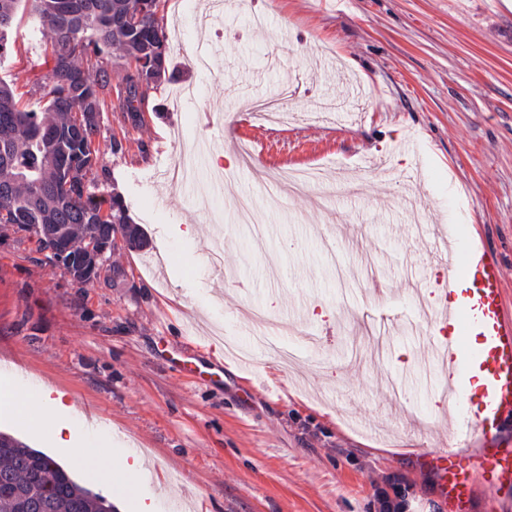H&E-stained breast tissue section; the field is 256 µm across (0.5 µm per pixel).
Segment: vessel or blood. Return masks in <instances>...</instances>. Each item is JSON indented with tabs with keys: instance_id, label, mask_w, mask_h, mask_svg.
I'll return each mask as SVG.
<instances>
[{
	"instance_id": "1",
	"label": "vessel or blood",
	"mask_w": 512,
	"mask_h": 512,
	"mask_svg": "<svg viewBox=\"0 0 512 512\" xmlns=\"http://www.w3.org/2000/svg\"><path fill=\"white\" fill-rule=\"evenodd\" d=\"M433 262L440 273L426 303L432 358L444 382L436 402L447 420V447L424 451L448 512H470L475 483L491 491L497 512H512V309L503 298L500 262L464 225L444 224ZM169 364L189 381L222 382L224 373L189 354Z\"/></svg>"
}]
</instances>
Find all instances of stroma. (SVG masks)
Wrapping results in <instances>:
<instances>
[{
    "instance_id": "stroma-1",
    "label": "stroma",
    "mask_w": 512,
    "mask_h": 512,
    "mask_svg": "<svg viewBox=\"0 0 512 512\" xmlns=\"http://www.w3.org/2000/svg\"><path fill=\"white\" fill-rule=\"evenodd\" d=\"M161 14L180 32L175 76L143 130L107 112L99 143V188L149 244L117 242L82 287L35 237L1 236L0 361L179 473L188 512H387L393 494L402 512H448L420 455L448 444L426 427L431 338L403 291L434 280L435 226L464 224L512 305V0H163ZM14 27L0 79L37 111L48 27L28 0ZM281 97L275 119L248 116ZM199 136L211 153L171 184ZM408 137L418 152L400 151ZM307 167L321 182L305 195L268 193ZM161 336L223 366V385L156 360Z\"/></svg>"
}]
</instances>
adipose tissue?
<instances>
[{"label":"adipose tissue","mask_w":512,"mask_h":512,"mask_svg":"<svg viewBox=\"0 0 512 512\" xmlns=\"http://www.w3.org/2000/svg\"><path fill=\"white\" fill-rule=\"evenodd\" d=\"M2 404L21 413L39 408L40 416L31 422V429L48 433L56 447L68 450L93 483L125 494L135 486L139 462L130 460L124 449L113 447L109 432L87 430L81 421L71 418L62 399L42 401L27 388L11 383L0 388Z\"/></svg>","instance_id":"ef3b65f1"}]
</instances>
